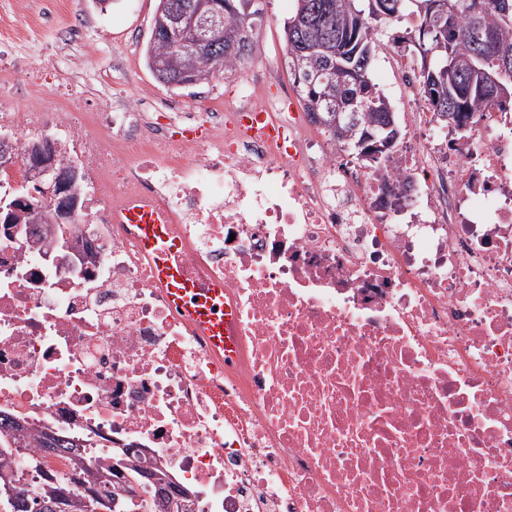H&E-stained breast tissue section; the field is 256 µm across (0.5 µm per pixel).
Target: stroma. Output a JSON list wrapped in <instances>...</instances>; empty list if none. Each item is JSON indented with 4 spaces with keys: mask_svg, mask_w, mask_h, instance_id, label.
Listing matches in <instances>:
<instances>
[{
    "mask_svg": "<svg viewBox=\"0 0 512 512\" xmlns=\"http://www.w3.org/2000/svg\"><path fill=\"white\" fill-rule=\"evenodd\" d=\"M58 3L60 24L77 25L83 35L82 45L69 49L65 55L66 70L49 71L43 66L39 52L45 31L23 33L19 48L26 59L27 75L0 72V89L9 91L20 108L36 102L43 111H53V92L69 72L79 73L83 78V95L73 106L77 112L103 110L116 95L143 99L154 112L170 100L190 106L203 102L229 105L237 100L243 79L235 73H219L208 83L186 89L166 86L153 76L143 50L150 39L157 0H58ZM258 6L261 15L253 27V49L273 68L264 93L284 100L300 121H307L285 67L284 23L294 12L295 0H258ZM414 24V18L408 17L385 27L372 70L374 83L397 112L399 141L403 144L423 139L428 131L443 129L439 123L431 129L419 123L417 113L423 101L417 86L407 83L410 71L406 63L410 53L405 50L403 39Z\"/></svg>",
    "mask_w": 512,
    "mask_h": 512,
    "instance_id": "stroma-1",
    "label": "stroma"
}]
</instances>
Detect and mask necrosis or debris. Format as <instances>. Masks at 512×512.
I'll use <instances>...</instances> for the list:
<instances>
[{"label":"necrosis or debris","mask_w":512,"mask_h":512,"mask_svg":"<svg viewBox=\"0 0 512 512\" xmlns=\"http://www.w3.org/2000/svg\"><path fill=\"white\" fill-rule=\"evenodd\" d=\"M269 77L255 58L232 106L162 118L122 96L78 118L71 82L54 112L0 93V191L57 132L90 255L73 270L43 225H0V413L88 435L93 461L127 449L196 512H512V117L399 149L393 224L383 177L337 164ZM132 199L173 224L187 276L223 282L236 361L168 303L118 218Z\"/></svg>","instance_id":"obj_1"}]
</instances>
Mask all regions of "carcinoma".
I'll use <instances>...</instances> for the list:
<instances>
[{
	"label": "carcinoma",
	"instance_id": "obj_1",
	"mask_svg": "<svg viewBox=\"0 0 512 512\" xmlns=\"http://www.w3.org/2000/svg\"><path fill=\"white\" fill-rule=\"evenodd\" d=\"M383 0H296L295 14L304 21L295 29L284 31L288 74L298 88L299 96L310 121L320 125L318 117L328 116L331 99L336 90L350 82H358L360 94L347 99L346 111L354 115V123L329 133L330 139L342 144L357 155L356 142L363 134H383L385 127L397 123L391 103L379 93L370 78L376 42L382 26L403 15L416 17L415 31L426 36L428 45L444 44L450 52L437 51L434 71L445 65L452 67L448 86L436 97H424L425 104L438 120L458 130H467L470 119L478 112L506 110L512 102V0H461L453 15L423 14V0H393L389 11L383 12ZM256 0H224V49L198 54L185 59L186 66L221 73L252 52L248 42L236 48L237 33L245 26L252 27L250 17L259 14ZM169 49V42L149 40L146 64ZM333 70L331 77L311 94L303 84L308 73ZM23 212L26 224H44L37 211L35 197L24 191L14 197ZM0 430L11 436L18 445L35 439L42 448H61L67 457H81L77 440L56 438L46 432L34 436L21 422L0 418ZM10 461L0 460V512H53L51 505L58 492L66 490L75 498L86 497L81 479L66 481L63 475L55 483L29 490L7 483ZM96 506L113 512L110 503L118 497L115 485L98 469Z\"/></svg>",
	"mask_w": 512,
	"mask_h": 512
}]
</instances>
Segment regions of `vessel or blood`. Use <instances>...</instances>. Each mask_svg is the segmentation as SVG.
I'll list each match as a JSON object with an SVG mask.
<instances>
[{
  "label": "vessel or blood",
  "instance_id": "b4317fda",
  "mask_svg": "<svg viewBox=\"0 0 512 512\" xmlns=\"http://www.w3.org/2000/svg\"><path fill=\"white\" fill-rule=\"evenodd\" d=\"M123 220L131 226L171 305L184 313L215 352L223 354L225 360H235L239 353L233 334L235 312L224 302L223 284H200L185 275L180 262L182 240L172 225L149 206L130 202L123 211Z\"/></svg>",
  "mask_w": 512,
  "mask_h": 512
}]
</instances>
